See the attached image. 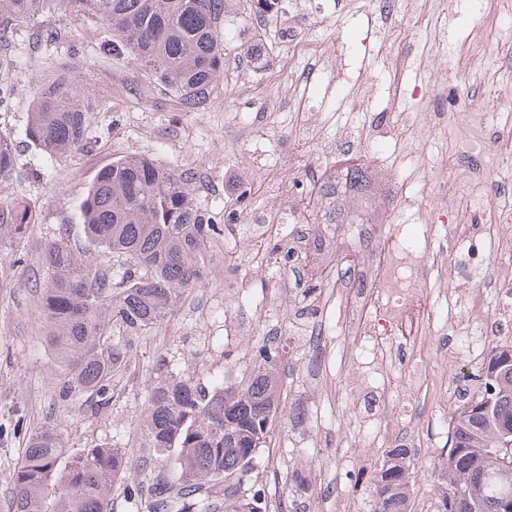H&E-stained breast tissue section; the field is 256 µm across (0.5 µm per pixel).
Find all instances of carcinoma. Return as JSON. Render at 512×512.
Returning <instances> with one entry per match:
<instances>
[{"label":"carcinoma","instance_id":"carcinoma-1","mask_svg":"<svg viewBox=\"0 0 512 512\" xmlns=\"http://www.w3.org/2000/svg\"><path fill=\"white\" fill-rule=\"evenodd\" d=\"M55 0H0V40L34 21ZM112 32V53L131 58L182 107H205L224 74L226 0H60ZM91 103L63 68L35 92L26 141L45 165L88 145ZM18 175L11 136L0 133V182ZM193 174L145 156L123 157L102 168L82 205L85 240L112 258L110 277L81 262L61 236L42 254L50 278L41 304L51 324L49 342L64 364L58 397L103 401L127 363L121 335L137 336L157 325L181 294L203 275L208 244L222 230L216 216L193 197ZM368 192L360 167L329 183L336 205L325 224H362L342 198ZM31 218L19 207L0 206V245L22 239ZM276 351L258 348L243 389L221 382L192 385L162 381L148 398L150 442L173 460L172 480L156 484L150 512H197L205 486L247 472L266 443L279 401ZM482 390L451 417V448L441 463L443 512H512V345H495L481 367ZM411 461L406 448L389 450L374 472L373 512H405ZM126 471L125 457L107 445L68 455L52 429L32 433L14 470L16 512H110L112 483Z\"/></svg>","mask_w":512,"mask_h":512}]
</instances>
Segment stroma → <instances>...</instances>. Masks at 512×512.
Masks as SVG:
<instances>
[{"label":"stroma","instance_id":"35a3bbf8","mask_svg":"<svg viewBox=\"0 0 512 512\" xmlns=\"http://www.w3.org/2000/svg\"><path fill=\"white\" fill-rule=\"evenodd\" d=\"M279 17L258 27L249 20L247 0H229V20L236 34L226 41L224 74L213 86L205 108L186 112L167 87L137 64L113 56L102 23L51 4L29 25L0 43V84L14 87L11 105L0 112V131L16 139L19 177L0 183V204L18 205L32 217L21 242L0 246V512H14L13 472L28 436L51 428L67 453L108 444L125 455V476L115 483L111 512H147L134 491L171 475L169 461L150 446L145 419L148 396L162 379L225 386L247 383L255 353L264 342L277 348L281 381L277 418L264 447L241 477L208 487L202 512H225L229 499L261 493L264 512H372V473L388 449L401 444L411 452L407 512H421L424 493L442 496L444 486L433 470L451 446L440 410L455 413L479 387V366L458 348L453 337L432 334V326L455 310L448 293L457 282L445 279L437 241H425L421 215L405 199L421 187L423 175L455 173L457 144L444 133L425 138L410 154L402 114L426 111L425 96L448 64L458 63L464 49L478 45L486 53L481 66L462 69L449 85L470 86L483 95L491 88L512 94V68L497 51L506 32L498 0H447V38L437 41L434 5L413 16L403 12L383 30L368 28L360 0H282ZM317 21L323 41H335L344 79L334 86L305 82L308 104L318 110L322 134L358 133L354 150L339 152L323 168L344 173L358 166L371 179L368 198L351 197L350 210L363 213L364 229L352 224L321 227V205L301 216L313 232L328 235L322 252L307 249L302 265L282 262L280 269L243 265L253 281L259 304L235 313L241 335L225 338L219 311L224 302V248H210L205 274L184 293L164 320L141 336L127 338V367L114 384L109 404L64 402L56 395L62 372L47 341L49 324L40 303L47 280L41 254L68 235L82 260H95L85 248L82 203L98 171L119 156H151L164 165L193 171L198 202L216 216L235 210L240 193L250 206L267 205L252 167L255 146L235 115L253 112L268 121V154L287 150L295 116L278 93L295 75L282 67L288 22L295 13ZM54 40H47V33ZM261 42L260 54L241 53V44ZM70 68L81 91L95 104L87 115L90 147L78 149L44 166L39 152L25 142L35 91L60 68ZM358 97L359 111L345 101ZM429 249L422 260L428 294L404 316L405 330L393 336L377 358L387 380L379 389L351 394L352 367L365 352L364 324L375 318L383 293L384 262L404 263L420 242ZM347 285L330 292L332 272ZM426 356L415 390L411 420L397 439L365 451L361 432L402 408L403 372ZM356 461L354 469L340 465ZM303 489H296L295 479Z\"/></svg>","mask_w":512,"mask_h":512}]
</instances>
